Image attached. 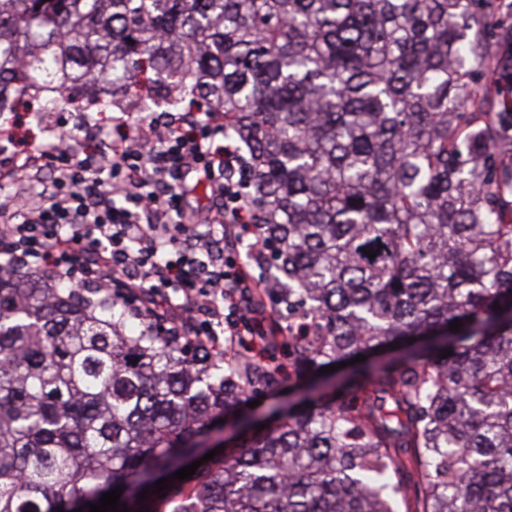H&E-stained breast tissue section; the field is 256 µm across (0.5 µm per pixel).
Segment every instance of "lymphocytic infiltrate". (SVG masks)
<instances>
[{"mask_svg": "<svg viewBox=\"0 0 512 512\" xmlns=\"http://www.w3.org/2000/svg\"><path fill=\"white\" fill-rule=\"evenodd\" d=\"M223 129L220 112L124 113L80 153L69 132L46 149L6 131L15 151L0 181L40 190L22 202L0 199V270H45L59 283L136 296L216 351L265 346L279 329L268 282L248 262L262 243L234 178L242 157L214 140ZM218 170L224 181L212 186V205H193L188 176Z\"/></svg>", "mask_w": 512, "mask_h": 512, "instance_id": "f902f5d3", "label": "lymphocytic infiltrate"}]
</instances>
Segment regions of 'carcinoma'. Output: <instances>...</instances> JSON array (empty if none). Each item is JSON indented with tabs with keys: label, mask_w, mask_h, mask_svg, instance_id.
Instances as JSON below:
<instances>
[{
	"label": "carcinoma",
	"mask_w": 512,
	"mask_h": 512,
	"mask_svg": "<svg viewBox=\"0 0 512 512\" xmlns=\"http://www.w3.org/2000/svg\"><path fill=\"white\" fill-rule=\"evenodd\" d=\"M107 87L224 113L288 336L217 363L144 306L0 272V512L119 487L129 512H512V0H0V112ZM359 355L338 396L236 415ZM229 416L248 434L151 488Z\"/></svg>",
	"instance_id": "1"
}]
</instances>
